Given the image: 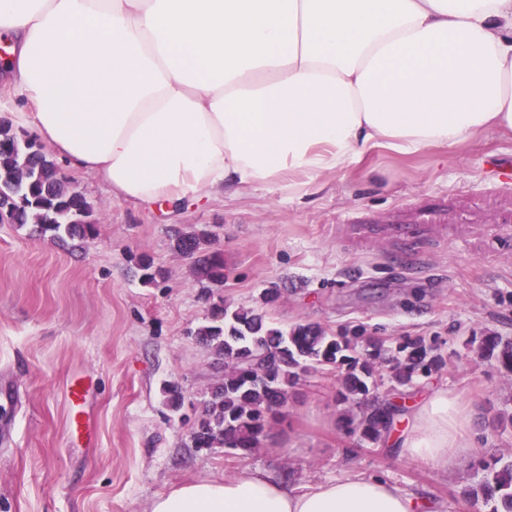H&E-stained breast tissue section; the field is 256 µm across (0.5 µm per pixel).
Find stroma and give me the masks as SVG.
<instances>
[{"label": "stroma", "mask_w": 512, "mask_h": 512, "mask_svg": "<svg viewBox=\"0 0 512 512\" xmlns=\"http://www.w3.org/2000/svg\"><path fill=\"white\" fill-rule=\"evenodd\" d=\"M512 133L492 130L451 147L402 155L377 146L346 172L300 192L248 190L173 215L117 201L92 176L62 170L93 205L80 248L0 224V512H147L190 478L261 468L296 484L358 470L395 482L448 512L475 502L484 466L512 448V375L479 359L477 339H512ZM219 225L230 308L265 309L287 329L364 327L388 339L436 340L447 361L411 391L447 385L471 416L465 457L440 471L348 432L335 374L302 375L287 419L241 458L188 447L189 424L163 403L179 382L198 402L218 376L189 329L210 319L188 260L170 247L174 225ZM162 267L158 285L135 273L139 255ZM89 384L85 413L95 447L70 437L67 380Z\"/></svg>", "instance_id": "stroma-1"}]
</instances>
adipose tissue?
I'll list each match as a JSON object with an SVG mask.
<instances>
[{"instance_id": "1", "label": "adipose tissue", "mask_w": 512, "mask_h": 512, "mask_svg": "<svg viewBox=\"0 0 512 512\" xmlns=\"http://www.w3.org/2000/svg\"><path fill=\"white\" fill-rule=\"evenodd\" d=\"M14 114L69 169L142 207L312 183L382 145L408 154L512 131V0H0ZM470 416L440 389L388 433L447 470ZM354 471L296 486L246 468L148 512H424Z\"/></svg>"}]
</instances>
